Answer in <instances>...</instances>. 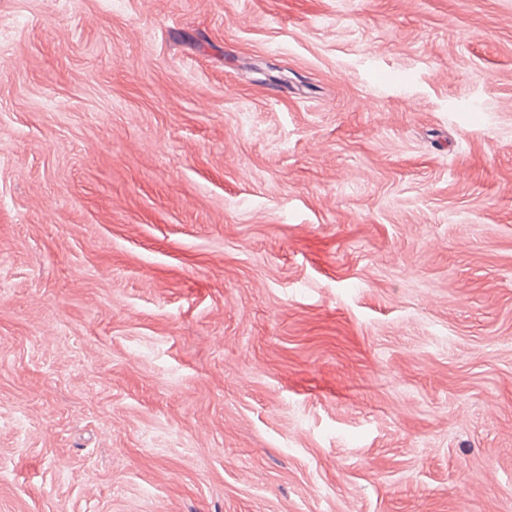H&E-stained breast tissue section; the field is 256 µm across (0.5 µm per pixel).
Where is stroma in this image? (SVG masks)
I'll use <instances>...</instances> for the list:
<instances>
[{"label": "stroma", "instance_id": "1", "mask_svg": "<svg viewBox=\"0 0 512 512\" xmlns=\"http://www.w3.org/2000/svg\"><path fill=\"white\" fill-rule=\"evenodd\" d=\"M0 512H512V0H0Z\"/></svg>", "mask_w": 512, "mask_h": 512}]
</instances>
